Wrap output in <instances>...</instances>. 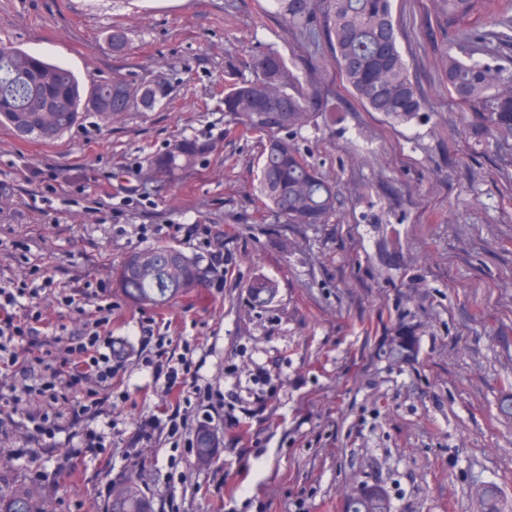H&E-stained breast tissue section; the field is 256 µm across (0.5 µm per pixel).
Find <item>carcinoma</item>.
<instances>
[{
    "label": "carcinoma",
    "mask_w": 512,
    "mask_h": 512,
    "mask_svg": "<svg viewBox=\"0 0 512 512\" xmlns=\"http://www.w3.org/2000/svg\"><path fill=\"white\" fill-rule=\"evenodd\" d=\"M480 0H441L447 25L455 27ZM290 27L313 30L326 40L340 76L358 100L400 124L424 111L399 48L392 0H271ZM512 46V15H499L485 30H466L448 48L445 78L459 104L484 112L500 140L512 139V60L498 62ZM251 78L232 77L224 85L223 112L242 133L269 134L259 157L258 193L264 207L287 224H327L336 213V186L303 157L296 142L281 132L313 124L322 106L302 90L285 60L265 51L250 57ZM168 97L161 81L132 83L125 78L100 80L83 88L63 64H50L9 42L0 41V124L21 139L54 141L78 126L85 113L112 120L136 102L152 108ZM219 149L209 138L179 136L149 156L150 180L173 184ZM112 287L131 302L150 307L169 299L202 295L205 275L189 255L168 243L134 251L112 271ZM276 285L258 275L248 284L255 295L271 296ZM0 512H42L22 492L0 488ZM107 512H149L134 481L112 489ZM345 512H390L386 490L363 485L348 498Z\"/></svg>",
    "instance_id": "obj_1"
}]
</instances>
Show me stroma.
<instances>
[{"instance_id": "obj_1", "label": "stroma", "mask_w": 512, "mask_h": 512, "mask_svg": "<svg viewBox=\"0 0 512 512\" xmlns=\"http://www.w3.org/2000/svg\"><path fill=\"white\" fill-rule=\"evenodd\" d=\"M399 47L425 110L408 124L370 112L343 86L324 40L285 25L267 0H0V40L61 63L83 82H165L170 102L106 121L88 113L53 142L0 125V273L50 277L41 331L68 337L112 307V334L138 340L155 320L173 358L189 354L200 382L236 393L216 419V453L157 433L128 467L153 512H344L361 485H382L390 512H476V491L502 492L512 512V166L482 116L445 81L448 26L434 0H394ZM126 34L113 53V27ZM273 50L325 114L295 140L334 182L327 224H287L256 192L266 136H238L212 94L228 67L248 76L250 54ZM178 135L215 138L209 156L174 185L143 175L146 156ZM190 224L224 243V269L203 298L140 307L112 286L134 250L158 242L207 266ZM264 275L272 298L253 297ZM90 280L101 302L84 312L63 289ZM416 343L401 347V327ZM163 384L130 365L94 427L101 455L52 485L42 458L12 460L26 432L0 433V478L46 512H101L104 472L127 466L134 420L157 412ZM262 412H255L256 403Z\"/></svg>"}]
</instances>
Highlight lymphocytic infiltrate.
I'll list each match as a JSON object with an SVG mask.
<instances>
[{"label": "lymphocytic infiltrate", "instance_id": "f902f5d3", "mask_svg": "<svg viewBox=\"0 0 512 512\" xmlns=\"http://www.w3.org/2000/svg\"><path fill=\"white\" fill-rule=\"evenodd\" d=\"M39 293V288L24 280H0V365L14 370L8 393L0 392V430L18 422L28 426L42 454L53 462L52 470L41 473V480L67 476L82 462L97 457L105 435L87 421L109 402L113 380L126 373L135 352L144 353L155 377L164 379L165 390L174 394L176 407L166 417L150 415L134 423L128 459L139 461L144 444L160 430L172 438L191 439L193 404L206 402L213 411H223L220 391L197 384L185 389L190 364L173 366L166 337L155 335L149 323L140 324L138 348L133 351L113 338L109 318L94 319L67 338L61 356H53L40 337L42 312L22 309L24 299H36ZM66 431L74 434L77 443L61 453L53 442Z\"/></svg>", "mask_w": 512, "mask_h": 512}]
</instances>
